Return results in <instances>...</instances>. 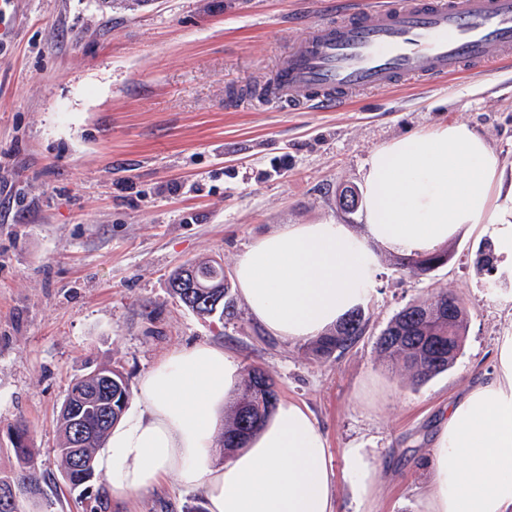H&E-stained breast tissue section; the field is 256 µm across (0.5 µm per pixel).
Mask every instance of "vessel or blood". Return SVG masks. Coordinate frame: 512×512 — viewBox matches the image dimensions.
<instances>
[{
  "label": "vessel or blood",
  "instance_id": "1",
  "mask_svg": "<svg viewBox=\"0 0 512 512\" xmlns=\"http://www.w3.org/2000/svg\"><path fill=\"white\" fill-rule=\"evenodd\" d=\"M511 61L512 0H388L314 23L255 102L318 111L406 79L481 74Z\"/></svg>",
  "mask_w": 512,
  "mask_h": 512
}]
</instances>
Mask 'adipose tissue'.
<instances>
[{"instance_id": "ef3b65f1", "label": "adipose tissue", "mask_w": 512, "mask_h": 512, "mask_svg": "<svg viewBox=\"0 0 512 512\" xmlns=\"http://www.w3.org/2000/svg\"><path fill=\"white\" fill-rule=\"evenodd\" d=\"M498 162L464 124L416 133L375 150L364 174L366 236L335 222L291 224L258 237L235 278L251 317L284 340L315 338L365 302L376 279L373 245L429 252L480 224L494 227L512 256V223L493 205ZM238 366L223 348L172 352L143 377L137 407L116 425L97 458L111 494L152 489L169 478L203 488L208 512H336L326 437L292 401L215 467L214 434ZM355 499L370 506L376 464L367 449L343 452ZM428 512H512V331L502 333L496 364L449 404L436 437Z\"/></svg>"}]
</instances>
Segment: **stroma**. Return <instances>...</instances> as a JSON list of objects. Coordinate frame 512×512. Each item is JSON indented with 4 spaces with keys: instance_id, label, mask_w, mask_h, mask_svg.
Segmentation results:
<instances>
[{
    "instance_id": "obj_1",
    "label": "stroma",
    "mask_w": 512,
    "mask_h": 512,
    "mask_svg": "<svg viewBox=\"0 0 512 512\" xmlns=\"http://www.w3.org/2000/svg\"><path fill=\"white\" fill-rule=\"evenodd\" d=\"M340 0H153L100 12L96 0H0V471L24 418L48 479L37 512H89L53 449L71 381L112 364L130 387L171 352L224 348L278 397L306 406L328 441L337 512H357L343 451L379 468L375 512H426L423 489L448 403L489 371L512 329V259L474 264L492 228L448 239L447 265L407 278L376 247L365 334L336 358L268 334L231 289L234 317H202L172 294L185 262L219 256L227 276L252 242L289 224L334 221L364 234L336 194L362 187L376 149L462 123L498 159L494 199L512 212V65L486 76L408 81L312 112L243 100ZM497 287H490V280ZM447 289L468 325L448 372L415 386L381 360L380 332L406 304ZM203 489L166 481L112 512H203Z\"/></svg>"
}]
</instances>
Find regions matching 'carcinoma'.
Instances as JSON below:
<instances>
[{"label": "carcinoma", "mask_w": 512, "mask_h": 512, "mask_svg": "<svg viewBox=\"0 0 512 512\" xmlns=\"http://www.w3.org/2000/svg\"><path fill=\"white\" fill-rule=\"evenodd\" d=\"M483 258L475 259V265L482 271L491 272L498 264V256L492 245L479 249ZM448 259V249L442 248L428 254H405L392 260V265L403 275L412 278L426 275L436 269L433 261ZM198 283L212 289H220L228 294V283L224 278V266L214 258H203L192 263ZM173 294L189 310L201 316L212 313L234 315L231 301L224 299L219 305L198 303V289L188 295L187 289L175 288ZM457 300L448 292L431 294L423 300L414 301L402 308L381 332L376 346L379 355L399 365L409 376L412 384L419 386L432 377L450 369L459 356L468 323L467 307L458 303L448 306V300ZM368 318L360 308L354 309L347 318L321 337L305 345L308 354L317 358H329L354 345L364 335ZM112 396L116 397L112 420L99 425V416L88 415L90 425L89 442L84 448L89 468H94L95 455L105 442L109 432L122 418L129 401L131 390L124 376L112 371ZM274 383L260 368H251L241 378L235 396L224 412V435L222 445L224 456H230L242 447L250 437L270 417L278 402L273 390ZM57 429L60 446L54 449L57 467L63 471L69 468L70 456L74 451L71 445L70 419L65 412H59ZM15 468L7 475L0 474V487L13 485L16 501L9 510L0 512H22L23 504H31L41 498L42 482L45 474L36 465L37 450L33 439L27 438L20 447H12Z\"/></svg>", "instance_id": "1"}]
</instances>
